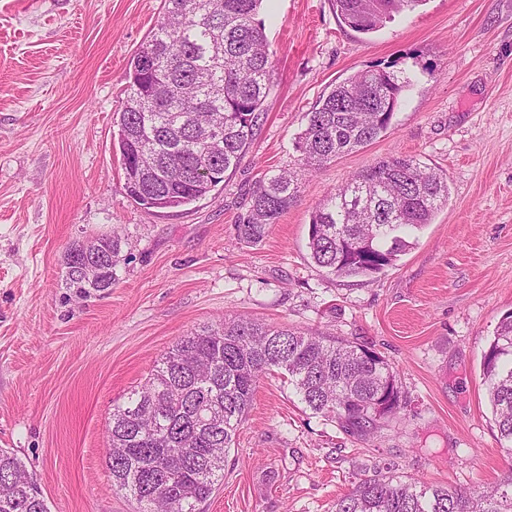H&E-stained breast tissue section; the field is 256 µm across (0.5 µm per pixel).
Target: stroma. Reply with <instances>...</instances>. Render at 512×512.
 <instances>
[{
	"instance_id": "1",
	"label": "stroma",
	"mask_w": 512,
	"mask_h": 512,
	"mask_svg": "<svg viewBox=\"0 0 512 512\" xmlns=\"http://www.w3.org/2000/svg\"><path fill=\"white\" fill-rule=\"evenodd\" d=\"M163 0H0V448L33 473L50 512H137L106 467L113 404L181 336L250 317L319 328L384 357L407 404L377 436L306 408L263 377L203 512H331L389 471L451 488L507 465L481 361L512 312V0H421L378 31L331 0H263L274 53L265 120L208 196L149 211L126 194L114 121L128 61ZM395 63L411 77L387 133L302 176L264 238L238 226L265 173L297 168L305 112L343 79ZM413 156L448 178L446 205L375 278L311 259L316 206L354 173ZM118 237L112 288L65 284L75 243Z\"/></svg>"
}]
</instances>
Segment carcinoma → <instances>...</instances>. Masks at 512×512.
Segmentation results:
<instances>
[{
    "instance_id": "obj_1",
    "label": "carcinoma",
    "mask_w": 512,
    "mask_h": 512,
    "mask_svg": "<svg viewBox=\"0 0 512 512\" xmlns=\"http://www.w3.org/2000/svg\"><path fill=\"white\" fill-rule=\"evenodd\" d=\"M263 0H164L162 21L135 51L117 143L128 197L172 209L207 196L240 165L262 125L275 69L255 16ZM422 0H332L337 18L369 34ZM394 64L337 83L305 113L295 139L300 169L361 149L390 126L410 80ZM298 173L280 169L256 182L240 237L261 241L297 200ZM448 178L412 156H392L354 174L317 206L311 258L327 273L373 277L410 247L407 229L432 222L447 203ZM97 291L112 288L119 240H97ZM483 376L500 439L512 455V312L483 355ZM281 371L313 413L361 437L396 416L403 398L380 355L323 332H301L240 317L181 337L146 381L112 409L106 466L112 487L138 512H199L224 479V461L260 377ZM394 396L375 408L381 393ZM0 512H50L25 464L0 448ZM333 512H512V465L480 490L428 485L400 476L360 479Z\"/></svg>"
}]
</instances>
